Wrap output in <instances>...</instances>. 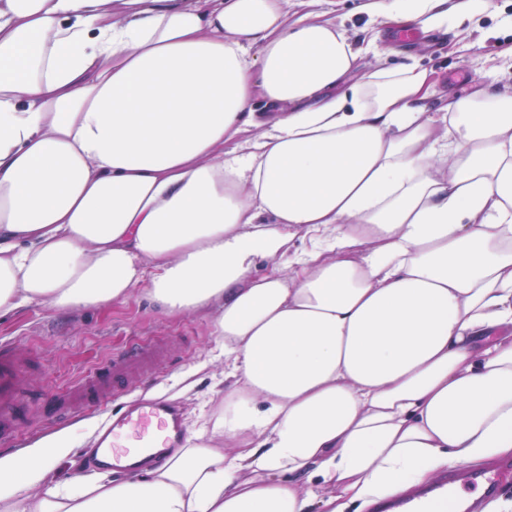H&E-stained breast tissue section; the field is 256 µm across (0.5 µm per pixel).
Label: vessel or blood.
I'll return each instance as SVG.
<instances>
[{
	"instance_id": "obj_1",
	"label": "vessel or blood",
	"mask_w": 512,
	"mask_h": 512,
	"mask_svg": "<svg viewBox=\"0 0 512 512\" xmlns=\"http://www.w3.org/2000/svg\"><path fill=\"white\" fill-rule=\"evenodd\" d=\"M167 361L163 344L133 343L86 371L64 388L35 390L31 357L9 341L0 342V443L21 446L28 422L25 408L40 399L47 418L56 423L90 410L107 411L99 427L92 456L106 470L138 473L164 458L185 438L187 430L178 407L168 401L131 400L141 384L155 379ZM471 486L479 497H463ZM512 486V463L496 469H463L420 486L405 499L379 505L377 512H482L485 504Z\"/></svg>"
}]
</instances>
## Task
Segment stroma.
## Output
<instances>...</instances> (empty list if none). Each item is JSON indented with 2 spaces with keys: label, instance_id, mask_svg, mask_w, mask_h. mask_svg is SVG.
Masks as SVG:
<instances>
[{
  "label": "stroma",
  "instance_id": "stroma-1",
  "mask_svg": "<svg viewBox=\"0 0 512 512\" xmlns=\"http://www.w3.org/2000/svg\"><path fill=\"white\" fill-rule=\"evenodd\" d=\"M367 0H289L288 13L319 14L343 29L358 44L376 41L387 66L415 65L428 71L437 96L461 93L474 81L512 87V0H448V23L404 42L380 18L369 13ZM8 340L41 365L37 385L60 388L82 372L109 359L130 342L167 341L173 357L142 397L177 403L189 430L208 424L224 400V359L214 334L213 317L204 313L170 314L142 292L104 310L58 312L31 305L0 323V341ZM101 413L80 414L65 425L39 420L24 431V447L57 434L69 448L53 464L51 477L65 483L77 472H90L85 455L92 447Z\"/></svg>",
  "mask_w": 512,
  "mask_h": 512
}]
</instances>
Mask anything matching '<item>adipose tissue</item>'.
Listing matches in <instances>:
<instances>
[{
	"label": "adipose tissue",
	"instance_id": "obj_1",
	"mask_svg": "<svg viewBox=\"0 0 512 512\" xmlns=\"http://www.w3.org/2000/svg\"><path fill=\"white\" fill-rule=\"evenodd\" d=\"M363 54L288 0H0V320L140 289L228 365L139 475L0 456V512H366L512 455V93Z\"/></svg>",
	"mask_w": 512,
	"mask_h": 512
}]
</instances>
